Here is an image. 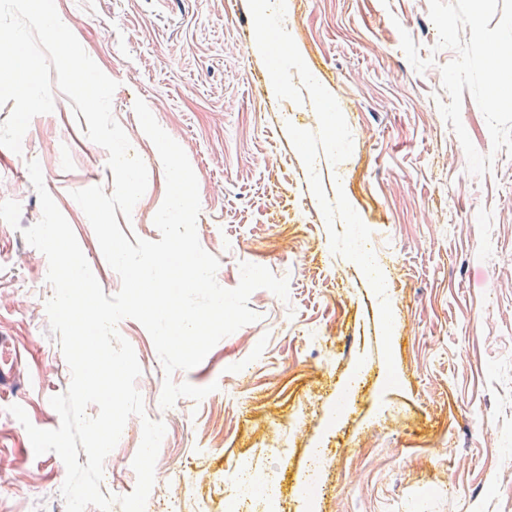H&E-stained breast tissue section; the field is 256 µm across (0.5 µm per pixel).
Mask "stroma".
<instances>
[{
	"label": "stroma",
	"instance_id": "obj_1",
	"mask_svg": "<svg viewBox=\"0 0 512 512\" xmlns=\"http://www.w3.org/2000/svg\"><path fill=\"white\" fill-rule=\"evenodd\" d=\"M86 53L118 87L112 109L148 186L125 236L160 240L153 223L165 172L133 106L143 99L185 150L197 176L201 246L231 289L240 265L289 282L248 306L260 316L222 339L174 382L217 384L201 401L159 400L164 373L138 321L118 331L142 373L146 417L166 434L147 512H226L235 466L251 463L280 494L251 512H512V101L487 86L497 44L512 40V0H290L288 25L314 78L336 98L351 156L316 170L327 194L343 189L370 229L395 316L384 356L379 301L361 269L334 253L307 169L287 125L318 131L311 102L280 100L254 51L247 0H55ZM21 153L0 147V200L21 205L0 221V512H58L66 468L35 455L8 411L60 424L51 396L71 372L45 305L48 261L23 228L41 207L27 170L72 227L105 294L106 262L71 191L114 189L107 151L54 91ZM398 384H387L389 375ZM130 417L105 460L101 492L134 489L142 423Z\"/></svg>",
	"mask_w": 512,
	"mask_h": 512
}]
</instances>
